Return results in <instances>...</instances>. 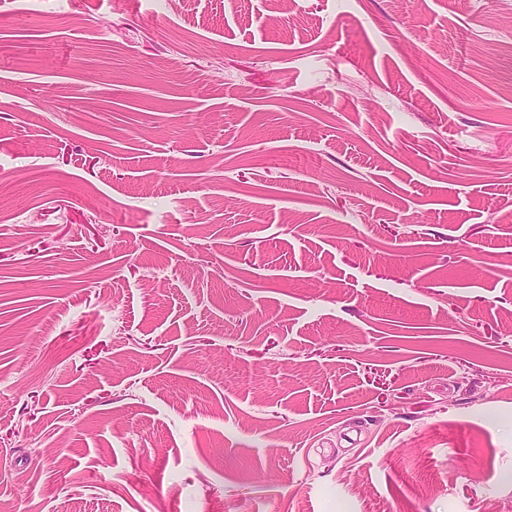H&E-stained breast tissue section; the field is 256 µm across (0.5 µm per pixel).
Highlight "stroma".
<instances>
[{
	"label": "stroma",
	"instance_id": "1",
	"mask_svg": "<svg viewBox=\"0 0 512 512\" xmlns=\"http://www.w3.org/2000/svg\"><path fill=\"white\" fill-rule=\"evenodd\" d=\"M0 512H512V0H0Z\"/></svg>",
	"mask_w": 512,
	"mask_h": 512
}]
</instances>
